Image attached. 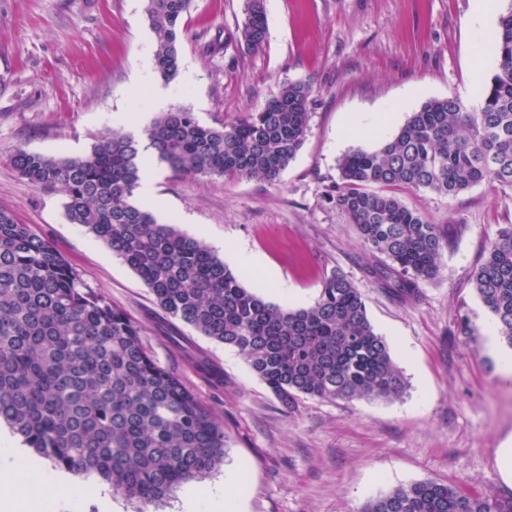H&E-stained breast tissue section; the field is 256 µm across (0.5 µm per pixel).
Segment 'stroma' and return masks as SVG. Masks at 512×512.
Wrapping results in <instances>:
<instances>
[{
    "mask_svg": "<svg viewBox=\"0 0 512 512\" xmlns=\"http://www.w3.org/2000/svg\"><path fill=\"white\" fill-rule=\"evenodd\" d=\"M146 0H0V207L51 240L84 283L141 323L152 359L174 372L224 424V462L198 480L243 482L241 512H361L393 489L434 480L490 497L512 494L496 462L512 434V380L503 379L461 319L482 325L471 282L487 241L512 224V188L476 185L457 196L403 190L432 223L463 225L421 299L402 303L375 282L383 255L366 247L336 204L338 162L377 146L430 98L475 103L497 69L487 47L496 18L472 26L473 0H264L263 51L225 44L243 0H193L180 70H154ZM313 86L310 130L278 183L194 179L153 171L159 221H175L230 268L256 259L243 285L289 308L314 302L326 271L360 288L368 318L406 383L392 400L306 399L287 411L236 350L167 316L139 276L84 227L63 197L33 187L10 162L16 147L55 159L90 153L112 127L145 129L184 108L206 126L232 125L288 81ZM217 365L223 386L196 367Z\"/></svg>",
    "mask_w": 512,
    "mask_h": 512,
    "instance_id": "stroma-1",
    "label": "stroma"
}]
</instances>
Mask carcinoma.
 <instances>
[{"instance_id": "1", "label": "carcinoma", "mask_w": 512, "mask_h": 512, "mask_svg": "<svg viewBox=\"0 0 512 512\" xmlns=\"http://www.w3.org/2000/svg\"><path fill=\"white\" fill-rule=\"evenodd\" d=\"M193 0H147L155 71H179L181 22ZM265 10L244 0L234 39L254 52L266 41ZM498 68L479 104L429 98L379 148L339 163L336 205L363 243L386 257L374 274L402 302L435 278L461 226L443 229L405 206L396 189L444 196L483 182L512 188V5L497 19ZM312 86L282 85L238 124L210 127L194 113H161L143 135L102 133L90 154L55 159L23 147L10 161L38 189L64 198L71 224L104 240L150 289L159 307L198 333L236 349L288 409L304 399H392L405 382L359 288L340 270L308 307L291 309L245 288L196 238L160 224L136 201L141 158L204 178L236 174L270 183L309 132ZM474 289L512 348V224L501 227L473 270ZM143 327L88 288L49 240L0 208V420L54 467L96 476L146 507L224 462V425L180 379L145 351ZM362 512H512L488 498L424 480L399 486Z\"/></svg>"}]
</instances>
